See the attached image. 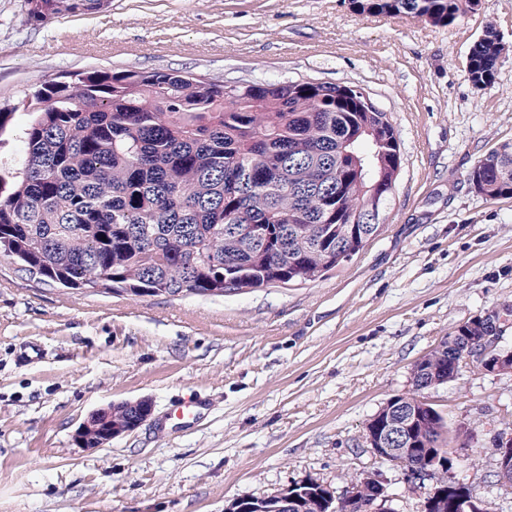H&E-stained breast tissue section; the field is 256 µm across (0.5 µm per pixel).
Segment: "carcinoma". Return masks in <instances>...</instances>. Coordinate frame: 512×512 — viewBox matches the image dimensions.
Segmentation results:
<instances>
[{
    "mask_svg": "<svg viewBox=\"0 0 512 512\" xmlns=\"http://www.w3.org/2000/svg\"><path fill=\"white\" fill-rule=\"evenodd\" d=\"M483 0H349L368 15H411L449 26ZM109 0H27L45 22L96 12ZM507 50L492 24L467 58L473 85L495 80ZM24 152L0 167V255L19 271L65 288L149 296H222L288 280L306 283L352 259L379 224H348L370 179L397 178L400 143L362 89L316 80L220 79L179 71H79L0 109V137L17 111ZM489 200L512 197V144L469 173ZM260 224L263 236L232 227ZM483 322L452 335L474 341ZM455 349L442 340L421 377L453 380ZM410 447L439 440L442 418L417 407ZM82 444L93 448L112 413Z\"/></svg>",
    "mask_w": 512,
    "mask_h": 512,
    "instance_id": "carcinoma-1",
    "label": "carcinoma"
}]
</instances>
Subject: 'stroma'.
I'll use <instances>...</instances> for the list:
<instances>
[{
    "label": "stroma",
    "instance_id": "stroma-1",
    "mask_svg": "<svg viewBox=\"0 0 512 512\" xmlns=\"http://www.w3.org/2000/svg\"><path fill=\"white\" fill-rule=\"evenodd\" d=\"M490 22L512 44V0L448 27L348 0H110L39 24L26 0H0V107L93 68L313 78L362 87L401 150L379 234L314 282L221 297L65 291L0 257V512H224L306 479L341 496L367 474L392 512H421L440 475L408 477L364 430L462 323L499 313L512 350V198L468 181L512 141V52L487 87L466 71ZM423 397L443 419L449 477L512 512L497 476L512 371L469 365ZM196 398L197 419H178ZM140 399L152 414L135 431L79 445L93 411Z\"/></svg>",
    "mask_w": 512,
    "mask_h": 512
}]
</instances>
